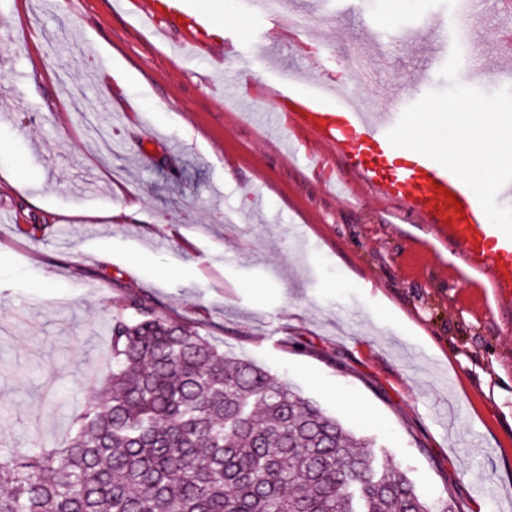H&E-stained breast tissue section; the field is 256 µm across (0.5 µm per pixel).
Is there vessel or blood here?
I'll return each instance as SVG.
<instances>
[{"label": "vessel or blood", "instance_id": "b4317fda", "mask_svg": "<svg viewBox=\"0 0 512 512\" xmlns=\"http://www.w3.org/2000/svg\"><path fill=\"white\" fill-rule=\"evenodd\" d=\"M137 7L143 20L162 22L163 34L178 33L181 46L191 51L214 42L206 5L185 10L179 0H137ZM332 95L336 104L325 106ZM275 116L290 132L315 137L379 198L432 225L460 260L490 275L498 304L512 303V239L488 220L474 192L451 171L392 146L387 133L400 119L395 108L363 107L324 83L308 95L279 93Z\"/></svg>", "mask_w": 512, "mask_h": 512}]
</instances>
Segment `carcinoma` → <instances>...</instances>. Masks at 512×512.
<instances>
[{
    "label": "carcinoma",
    "instance_id": "carcinoma-1",
    "mask_svg": "<svg viewBox=\"0 0 512 512\" xmlns=\"http://www.w3.org/2000/svg\"><path fill=\"white\" fill-rule=\"evenodd\" d=\"M60 448L0 455V512H433L373 444L138 295Z\"/></svg>",
    "mask_w": 512,
    "mask_h": 512
}]
</instances>
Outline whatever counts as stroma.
I'll return each mask as SVG.
<instances>
[{
    "instance_id": "obj_1",
    "label": "stroma",
    "mask_w": 512,
    "mask_h": 512,
    "mask_svg": "<svg viewBox=\"0 0 512 512\" xmlns=\"http://www.w3.org/2000/svg\"><path fill=\"white\" fill-rule=\"evenodd\" d=\"M114 2L0 0V452L64 444L112 369L113 314L142 295L388 450L430 506L512 512V309L431 225L324 187L305 160L321 145L272 114L285 76L402 110L445 89L424 34L453 44L460 16L480 37L457 82L498 91L512 0H285L324 41L314 59L218 0L235 54L194 63ZM357 55L372 80L346 71ZM246 71L264 105L238 92Z\"/></svg>"
}]
</instances>
